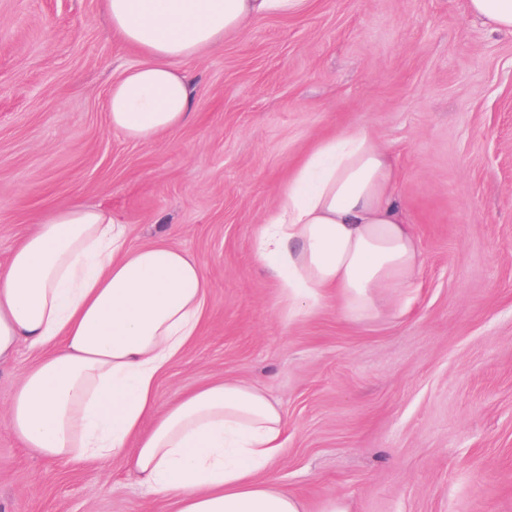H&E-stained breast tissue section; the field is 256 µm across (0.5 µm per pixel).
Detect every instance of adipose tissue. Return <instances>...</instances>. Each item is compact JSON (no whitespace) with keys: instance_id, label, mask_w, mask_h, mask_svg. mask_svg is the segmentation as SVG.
<instances>
[{"instance_id":"ef3b65f1","label":"adipose tissue","mask_w":512,"mask_h":512,"mask_svg":"<svg viewBox=\"0 0 512 512\" xmlns=\"http://www.w3.org/2000/svg\"><path fill=\"white\" fill-rule=\"evenodd\" d=\"M309 0H104L109 30L139 56L113 80L112 129L148 143L187 123L192 82L178 67L250 19L289 17ZM389 154L356 129L317 142L266 215L256 254L293 322L335 296L359 322L400 309L416 288L418 241L402 215ZM209 282L188 252L132 248L114 214L58 204L0 267V362L37 353L0 418L24 447L85 463L124 456L174 512H305L271 472L284 447L279 407L226 379L158 407L156 381L198 336Z\"/></svg>"}]
</instances>
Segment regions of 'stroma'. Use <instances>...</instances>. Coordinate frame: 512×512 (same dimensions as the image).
<instances>
[{"mask_svg":"<svg viewBox=\"0 0 512 512\" xmlns=\"http://www.w3.org/2000/svg\"><path fill=\"white\" fill-rule=\"evenodd\" d=\"M137 53L103 0H0V264L60 202L112 212L138 247L201 263L199 336L159 406L204 384L263 389L285 419L273 478L308 512H512V33L466 0H311L182 61L189 123L151 143L105 101ZM367 131L419 240L405 311L294 323L259 262L264 216L317 141ZM0 512H172L125 457L37 456L0 423Z\"/></svg>","mask_w":512,"mask_h":512,"instance_id":"obj_1","label":"stroma"}]
</instances>
